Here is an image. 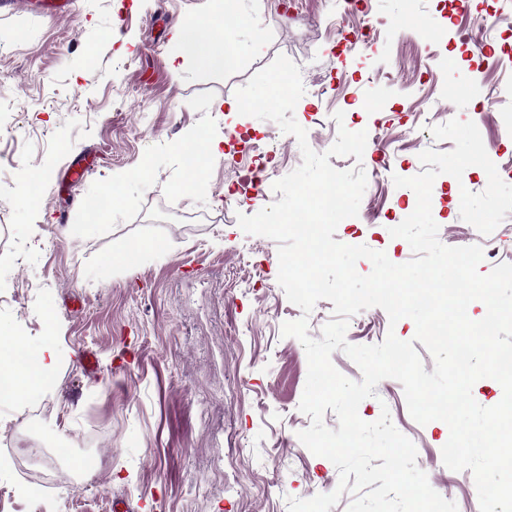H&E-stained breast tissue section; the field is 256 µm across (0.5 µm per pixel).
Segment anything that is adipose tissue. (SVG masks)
<instances>
[{
	"label": "adipose tissue",
	"mask_w": 512,
	"mask_h": 512,
	"mask_svg": "<svg viewBox=\"0 0 512 512\" xmlns=\"http://www.w3.org/2000/svg\"><path fill=\"white\" fill-rule=\"evenodd\" d=\"M194 60L207 68L222 70L233 63L210 21L202 20L182 29L171 64L180 69ZM58 326L53 314H46L44 333L37 345L15 336L10 346L0 347V405L23 411L32 397L49 388L60 363Z\"/></svg>",
	"instance_id": "adipose-tissue-1"
}]
</instances>
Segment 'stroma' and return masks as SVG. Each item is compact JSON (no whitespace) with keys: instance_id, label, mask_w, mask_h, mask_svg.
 I'll use <instances>...</instances> for the list:
<instances>
[{"instance_id":"stroma-1","label":"stroma","mask_w":512,"mask_h":512,"mask_svg":"<svg viewBox=\"0 0 512 512\" xmlns=\"http://www.w3.org/2000/svg\"><path fill=\"white\" fill-rule=\"evenodd\" d=\"M37 0H0V89L13 100L0 116V139L16 151L0 163V222L8 224V263H0V325L37 344L46 308L60 324V366L52 390L34 400L29 418L0 408V512H111L113 497L131 512H288V498L336 489L327 458L299 440L311 424L300 412L308 364L305 349L281 334L284 322L307 318L318 339L333 304L310 314L291 303L278 282L276 241L246 234L238 214L281 200L265 186L264 200L224 204L234 177L223 160H207L191 194L176 190L187 169L175 144L190 132L237 135L228 150L252 164L248 145L269 137L278 147V176L298 168L296 138L270 120L226 112L237 89L285 55L300 70L305 94L294 118L310 147L328 151L338 125L377 131L362 158L333 156L339 170L363 166L367 187L357 216L334 238L386 252L396 264L413 257L390 235L394 217L414 206L410 188L394 176L423 172L421 152L454 149L435 140L433 126L475 121L498 159L512 156V113L488 104L512 84V0H365L348 30L381 21L374 52H339L338 11L331 0H237L223 42L236 61L214 71L191 63L173 71L179 25L219 16L224 0H72L70 15L49 17ZM483 24L486 51L462 36ZM379 75L386 101L364 107L363 70ZM343 111V122L333 115ZM226 137V136H225ZM79 164L85 175L66 173ZM148 169V180L133 171ZM131 178L119 203L91 216L90 203L112 183ZM485 171L462 179L443 174L433 184L432 216L447 246L475 244L460 216V190L487 186ZM200 214V223L181 214ZM143 242L136 264L122 261ZM159 242L163 251L151 250ZM395 332L414 338L413 320L390 323L371 307L354 315L346 340L375 345ZM97 359L88 374L83 351ZM389 410L394 426L417 448V466L458 512H480L471 470L446 468V423H417L402 384L387 378L366 398L359 416L376 421ZM25 436L55 450L85 455L89 442L102 459L93 480L62 481L28 495L7 436Z\"/></svg>"}]
</instances>
